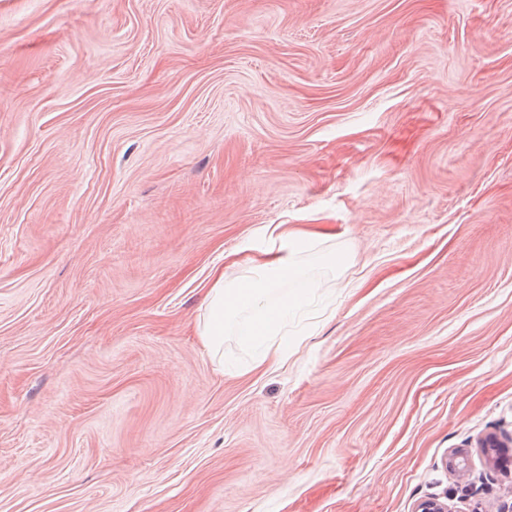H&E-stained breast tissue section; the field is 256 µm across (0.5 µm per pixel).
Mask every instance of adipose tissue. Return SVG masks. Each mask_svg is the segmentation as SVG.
Here are the masks:
<instances>
[{
	"label": "adipose tissue",
	"mask_w": 512,
	"mask_h": 512,
	"mask_svg": "<svg viewBox=\"0 0 512 512\" xmlns=\"http://www.w3.org/2000/svg\"><path fill=\"white\" fill-rule=\"evenodd\" d=\"M270 237L280 244L270 260L238 265L233 276L221 268L212 275L198 331L214 352L223 351L229 329L243 345L262 349L309 299L310 286L298 256L309 248L310 235L278 224ZM260 357L265 360L269 354L262 349Z\"/></svg>",
	"instance_id": "ef3b65f1"
}]
</instances>
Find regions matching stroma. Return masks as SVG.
Returning a JSON list of instances; mask_svg holds the SVG:
<instances>
[{
    "label": "stroma",
    "mask_w": 512,
    "mask_h": 512,
    "mask_svg": "<svg viewBox=\"0 0 512 512\" xmlns=\"http://www.w3.org/2000/svg\"><path fill=\"white\" fill-rule=\"evenodd\" d=\"M276 224L347 261L214 356ZM491 432L512 0H0V512H500Z\"/></svg>",
    "instance_id": "stroma-1"
}]
</instances>
